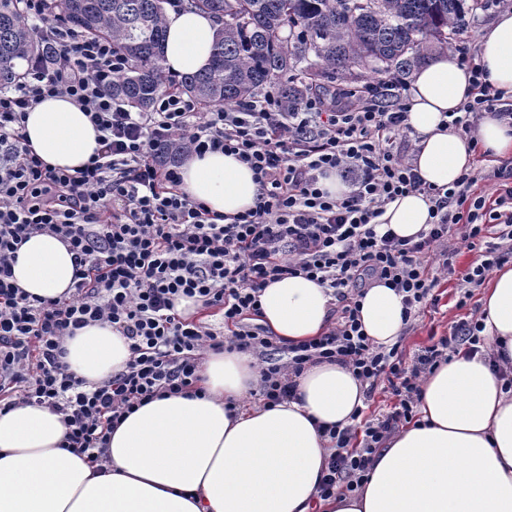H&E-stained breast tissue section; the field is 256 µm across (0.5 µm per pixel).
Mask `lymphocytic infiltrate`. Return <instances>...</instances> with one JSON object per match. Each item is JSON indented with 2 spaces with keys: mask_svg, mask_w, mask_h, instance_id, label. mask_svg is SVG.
Instances as JSON below:
<instances>
[{
  "mask_svg": "<svg viewBox=\"0 0 512 512\" xmlns=\"http://www.w3.org/2000/svg\"><path fill=\"white\" fill-rule=\"evenodd\" d=\"M52 4L21 0L25 22L52 58L34 60L16 87L0 90V406L49 408L62 417L69 452L100 458L128 414L198 382L205 351L255 357L257 394L267 406L295 398V378L307 364L338 361L363 385L365 404L391 398L357 425L322 430L333 452L320 498L359 491L372 455L416 421L422 379L460 347L474 353L487 343L473 317L411 359L401 344L377 346L360 320L363 290L374 280L394 288L403 321L412 324L439 304L435 268L450 271L463 247L476 258L458 290L461 300L472 298L494 269L512 262V173L494 171L490 196L476 193L475 171L443 192L425 186L409 137L410 84L396 74L368 87L361 105L314 93L286 112L269 90L202 112L165 92L151 111H130L110 91L126 67L111 39L77 32ZM456 51L472 90L451 124L474 144L484 113L512 120V107L467 48ZM57 96L87 112L101 133L98 153L72 172L45 164L23 134L28 110ZM177 141L188 155L221 152L248 164L261 186L254 207L224 224L189 199L180 161L164 159ZM331 170L347 194L333 198L321 188ZM410 192L429 197L432 224L415 239L378 232L387 206ZM34 234L55 236L72 253L69 296L34 298L13 282L17 250ZM298 274L327 288L340 316L322 336L279 346L254 322L260 295ZM184 298L199 302L207 320L181 315ZM92 324L124 336L130 358L89 390L70 372L63 343Z\"/></svg>",
  "mask_w": 512,
  "mask_h": 512,
  "instance_id": "lymphocytic-infiltrate-1",
  "label": "lymphocytic infiltrate"
}]
</instances>
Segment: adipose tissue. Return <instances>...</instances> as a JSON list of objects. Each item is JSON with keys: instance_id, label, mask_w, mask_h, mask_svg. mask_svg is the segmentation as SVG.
Returning <instances> with one entry per match:
<instances>
[{"instance_id": "1", "label": "adipose tissue", "mask_w": 512, "mask_h": 512, "mask_svg": "<svg viewBox=\"0 0 512 512\" xmlns=\"http://www.w3.org/2000/svg\"><path fill=\"white\" fill-rule=\"evenodd\" d=\"M220 26L207 13L167 9L166 74L206 69ZM476 62L512 104V11L485 27ZM470 79L448 51L412 75L414 165L431 187H452L473 168L476 151L512 158V122L496 113H485L475 150L447 126ZM25 134L56 169L79 168L99 148L96 127L65 97L29 109ZM181 176L189 198L224 216L249 210L260 192L249 166L221 152L187 156ZM430 207L425 194L408 193L380 221L410 238L430 223ZM74 274L67 247L47 234L20 245L13 267L15 284L43 299L67 292ZM331 301L315 281L289 276L263 290L258 321L288 343L305 342L326 331ZM480 302L491 353L460 349L422 382L419 424L374 454L358 493L322 500L316 492L330 455L321 427L353 424L364 405L351 371L336 362L307 366L297 399L249 407L243 400L259 381L255 361L224 351L202 361L200 391L157 398L129 414L102 462L65 450L66 428L48 408L0 410V512H512V391L490 363H512L511 266L492 272ZM360 304L366 335L379 346L395 344L404 328L401 295L376 282ZM65 349L71 372L90 385L123 370L130 357L127 340L98 324L78 330Z\"/></svg>"}]
</instances>
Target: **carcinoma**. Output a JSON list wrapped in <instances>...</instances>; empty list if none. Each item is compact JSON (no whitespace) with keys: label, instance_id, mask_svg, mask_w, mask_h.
Segmentation results:
<instances>
[{"label":"carcinoma","instance_id":"cac0c4a2","mask_svg":"<svg viewBox=\"0 0 512 512\" xmlns=\"http://www.w3.org/2000/svg\"><path fill=\"white\" fill-rule=\"evenodd\" d=\"M489 0H56L57 14L87 35L112 38L127 60L112 96L141 112L173 90L201 108L230 106L276 87L289 112L308 89L364 73L409 75L448 48ZM211 13L210 67L170 86L160 53L165 9ZM50 55L18 0H0V88L36 56Z\"/></svg>","mask_w":512,"mask_h":512}]
</instances>
